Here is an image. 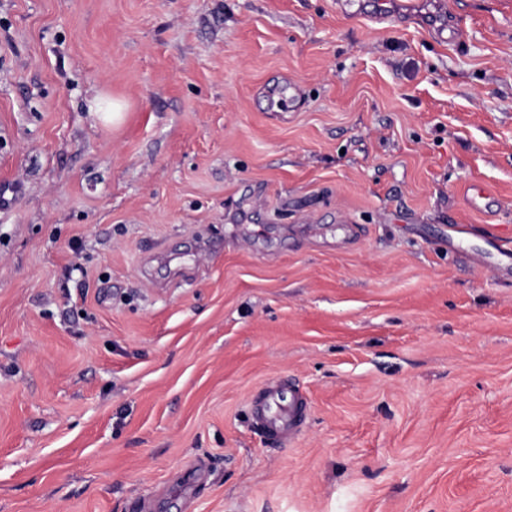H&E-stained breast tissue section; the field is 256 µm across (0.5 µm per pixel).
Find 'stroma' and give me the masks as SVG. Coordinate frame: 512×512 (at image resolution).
I'll return each instance as SVG.
<instances>
[{"mask_svg": "<svg viewBox=\"0 0 512 512\" xmlns=\"http://www.w3.org/2000/svg\"><path fill=\"white\" fill-rule=\"evenodd\" d=\"M0 512H512V0H0ZM305 412L306 400L303 394L281 381L271 383L262 399L252 403L253 424L271 440L289 438L299 433Z\"/></svg>", "mask_w": 512, "mask_h": 512, "instance_id": "obj_1", "label": "stroma"}]
</instances>
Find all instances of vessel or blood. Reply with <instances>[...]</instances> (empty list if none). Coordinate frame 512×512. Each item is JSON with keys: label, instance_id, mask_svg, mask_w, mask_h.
<instances>
[{"label": "vessel or blood", "instance_id": "b4317fda", "mask_svg": "<svg viewBox=\"0 0 512 512\" xmlns=\"http://www.w3.org/2000/svg\"><path fill=\"white\" fill-rule=\"evenodd\" d=\"M305 412L303 394L276 381L266 388L261 400L253 402L252 421L270 439L286 438L300 432Z\"/></svg>", "mask_w": 512, "mask_h": 512}]
</instances>
